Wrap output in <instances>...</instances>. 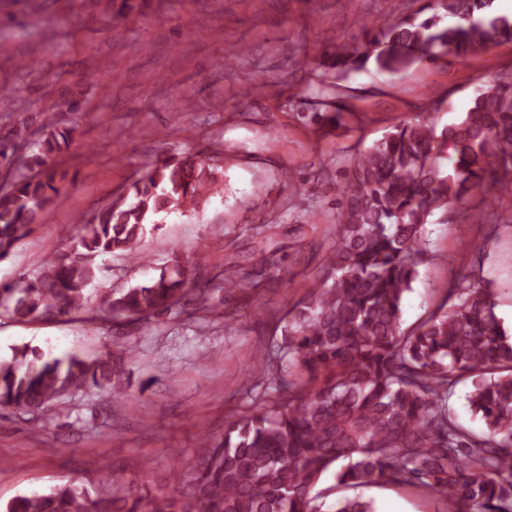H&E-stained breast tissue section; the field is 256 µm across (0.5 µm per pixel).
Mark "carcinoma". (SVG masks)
<instances>
[{
    "label": "carcinoma",
    "mask_w": 512,
    "mask_h": 512,
    "mask_svg": "<svg viewBox=\"0 0 512 512\" xmlns=\"http://www.w3.org/2000/svg\"><path fill=\"white\" fill-rule=\"evenodd\" d=\"M492 0H426L395 20L362 25L361 45H338L317 65L341 80L372 64L396 76L414 62L463 59L512 42V18L490 11ZM432 15L422 19L426 11ZM448 24H441L442 18ZM28 127L0 136V261L36 228L68 172L58 159L77 126L41 118L39 151L19 155ZM451 165H442L443 146ZM512 184V72L479 89L469 108L441 130L425 117L394 125L357 156L337 188L336 238L311 291L288 310L281 338L250 367L276 401L225 423L202 426L200 448L176 464L177 496L150 494L115 476L95 493L66 483L0 505V512H322L315 492L335 471L336 487L373 483L421 488L446 498L448 512H512V340L495 311L493 281L459 275L435 309L415 326L402 322L405 294L431 259L426 224L440 211L484 196L487 180ZM211 163L188 154L151 168L127 191L61 234L41 273L0 285V316L32 322L80 310L98 258L122 253L146 264L142 242L173 211L206 202ZM267 259L249 268L225 263V279L243 291L266 279ZM214 279L178 260L150 279L100 297L102 319L150 324L189 304L215 314ZM108 354L47 358L28 346L0 360V409L32 420L65 395L85 388L109 394L122 363ZM471 380L467 401L483 421L477 434L450 408L457 385ZM332 512H374L360 497L336 500Z\"/></svg>",
    "instance_id": "cac0c4a2"
}]
</instances>
